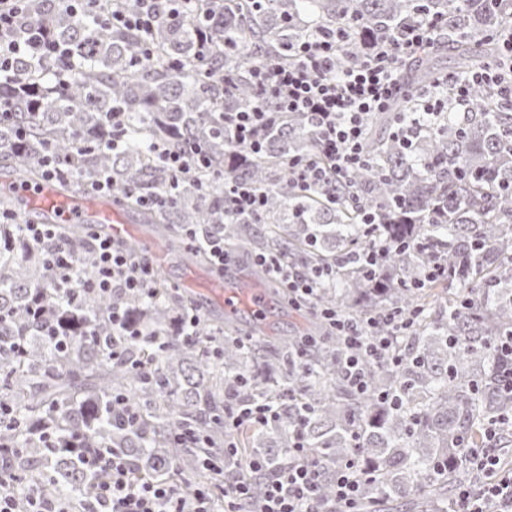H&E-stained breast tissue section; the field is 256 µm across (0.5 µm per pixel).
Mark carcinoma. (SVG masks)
Segmentation results:
<instances>
[{"label": "carcinoma", "mask_w": 512, "mask_h": 512, "mask_svg": "<svg viewBox=\"0 0 512 512\" xmlns=\"http://www.w3.org/2000/svg\"><path fill=\"white\" fill-rule=\"evenodd\" d=\"M196 15L160 20L152 31L153 57L134 67L142 36L104 19L132 0H101L94 18L80 19L54 0H32L24 27L47 28L70 49L33 63H15L12 82L0 84L10 120L0 122V173L12 181L43 182L47 150L67 168L112 177L109 200L141 215L171 251L205 261L206 239L248 259L257 252L287 255L311 273L332 268L351 252L384 249L375 280L350 270L336 274L311 308L344 314L417 310L395 359L365 363L366 388L345 379L343 340L319 319L301 336H271L251 324L239 333L230 320L200 316L185 336L175 318L195 309L192 297L157 279L149 295L82 294L72 302L55 287V273L28 249L13 224H0V408L18 418L0 424V446L11 449L20 479L43 486L50 499L84 506L96 480L70 448L126 455L131 475L161 479L176 461L188 480L215 489L224 484V412L265 404L276 415L267 425L244 424L234 434L238 457L261 454L280 469L304 445L320 472V495L334 497L336 467L351 459L363 470L357 512H448L457 487L478 476L466 460L483 445L482 430L498 427V447L512 449V99L479 86L468 112L448 109L439 127L410 148L390 135L396 113L373 119L364 151L370 164L356 169L342 192L359 197L362 211L331 202L316 188L293 187L286 162L312 154L316 142L306 120L288 116L259 157L242 161L224 138V113L252 109L259 92L252 63L288 62L290 48L318 27L337 29L349 13L364 33L396 38L416 19L447 22L444 46L452 71L466 74L496 60L493 33L512 19V0H263L240 11L232 0H196ZM209 48L200 54V28ZM441 48L408 63L407 87L440 89ZM361 39L342 50L341 64H356ZM125 112L124 145H101L112 105ZM204 147L208 169L173 180L150 145ZM266 191L262 217L245 223L226 211L224 185L215 174ZM166 193L168 206L148 209L142 196ZM378 224L362 223V212ZM265 228L257 230L254 224ZM195 227L191 239L185 229ZM60 241L89 268L84 224L59 226ZM409 239L427 241L404 251ZM439 264L448 277L413 288ZM128 312L162 336L132 340L116 335L112 308ZM123 355L112 358V351ZM152 364L142 377L133 363ZM120 395L140 417L127 430L112 418ZM198 433L183 442L170 429ZM52 436V444L40 433Z\"/></svg>", "instance_id": "obj_1"}]
</instances>
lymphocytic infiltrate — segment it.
Here are the masks:
<instances>
[{
    "label": "lymphocytic infiltrate",
    "instance_id": "1",
    "mask_svg": "<svg viewBox=\"0 0 512 512\" xmlns=\"http://www.w3.org/2000/svg\"><path fill=\"white\" fill-rule=\"evenodd\" d=\"M25 0H0V83L10 81L17 56L29 55L42 60L59 54L55 41L45 32L18 34L19 16ZM358 26L350 18L346 27L317 29L292 49L288 63L259 62L251 67L253 81L261 101L252 110L224 115V132L235 148L248 154L261 153L289 113H303L312 129L317 152L288 159V174L299 191L312 186L324 187L328 195L343 188L350 173L365 166L363 136L371 117L388 111L401 97L403 66L407 59L437 45L447 28L443 19L434 17L407 25L399 39L389 41L368 36L363 59L352 66L337 63L338 48L350 39ZM495 38L505 50V58L496 66L458 80L450 79V99L427 98L411 119H400L392 130L400 144L411 145L414 135L426 132L441 114L445 103L470 108L471 89L477 85L497 88L512 97V24L501 27ZM21 237L40 251L54 270L56 286L65 292L80 287L85 291L109 294L152 291L155 263L138 255L122 243L95 233L88 240L89 271H82L59 241L54 225L23 224ZM254 263L283 288L292 299L311 298L330 278L322 270L307 276L290 262L259 254ZM324 318L337 327L349 348L346 359L347 381L356 388L366 386L363 366L366 359L391 356L399 336L413 321L412 313H396L388 322L393 331L379 333L372 317L337 318L324 311ZM486 448L474 457L477 471L487 480L479 490L462 487L456 512H487V500L501 504V512H512V473L498 471L499 452L494 448V429H487ZM79 463L100 475L96 501L98 512H248L251 485L244 477L225 476L221 490L175 482L169 479L136 482L130 478V463L120 452L109 454L104 464L79 456ZM248 469L266 476V490L255 512H331L318 494L320 474L306 454H299L290 466L274 470L266 459L257 457ZM16 477L0 448V512H65L48 499L40 486L32 485L24 497L14 491Z\"/></svg>",
    "mask_w": 512,
    "mask_h": 512
}]
</instances>
